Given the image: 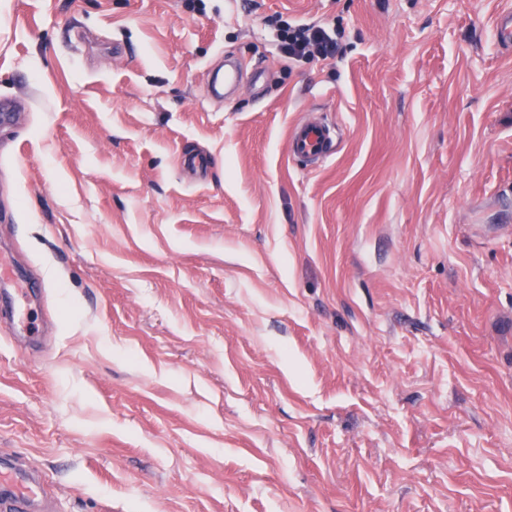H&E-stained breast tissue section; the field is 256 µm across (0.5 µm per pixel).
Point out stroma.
I'll return each instance as SVG.
<instances>
[{
	"label": "stroma",
	"instance_id": "1",
	"mask_svg": "<svg viewBox=\"0 0 512 512\" xmlns=\"http://www.w3.org/2000/svg\"><path fill=\"white\" fill-rule=\"evenodd\" d=\"M258 2L0 0V456L50 512H512V0ZM339 35L336 28L330 30L316 24L286 22L280 29V50L288 60L335 59L339 53ZM338 132L325 121H302L292 127L288 152L296 160L321 166L335 153Z\"/></svg>",
	"mask_w": 512,
	"mask_h": 512
}]
</instances>
